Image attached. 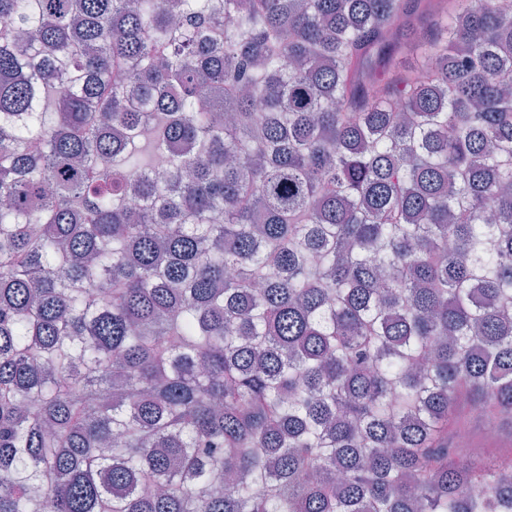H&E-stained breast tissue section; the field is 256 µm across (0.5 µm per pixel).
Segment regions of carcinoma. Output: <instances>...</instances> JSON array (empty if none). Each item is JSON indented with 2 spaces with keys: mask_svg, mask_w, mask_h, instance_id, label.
<instances>
[{
  "mask_svg": "<svg viewBox=\"0 0 512 512\" xmlns=\"http://www.w3.org/2000/svg\"><path fill=\"white\" fill-rule=\"evenodd\" d=\"M463 401L512 0H0V512H512ZM468 410L465 409L460 416V421L464 424L465 429H461L457 434V440L463 436L464 441L459 442L461 448H465V455L468 460H474L487 452L489 448H512V437H510V429L508 423L499 422V437L495 438L492 433H487L481 423L473 422L469 419ZM511 445V447H510Z\"/></svg>",
  "mask_w": 512,
  "mask_h": 512,
  "instance_id": "obj_1",
  "label": "carcinoma"
}]
</instances>
